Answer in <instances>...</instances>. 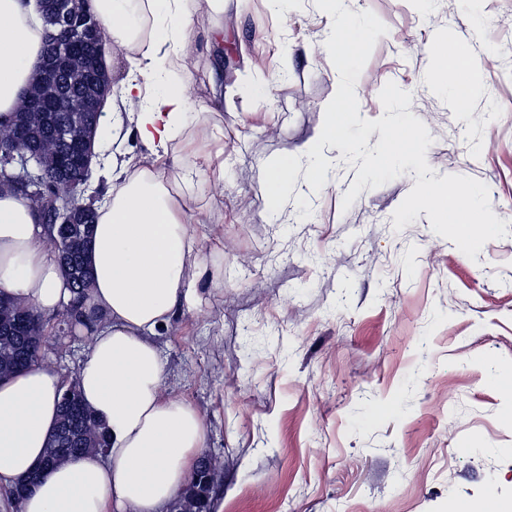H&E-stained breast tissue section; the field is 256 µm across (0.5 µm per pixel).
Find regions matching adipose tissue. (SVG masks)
<instances>
[{"instance_id":"adipose-tissue-1","label":"adipose tissue","mask_w":512,"mask_h":512,"mask_svg":"<svg viewBox=\"0 0 512 512\" xmlns=\"http://www.w3.org/2000/svg\"><path fill=\"white\" fill-rule=\"evenodd\" d=\"M188 0H88L115 44L133 48L149 86L129 77L124 100H138L139 139L149 161L112 180L99 208L89 261L87 308L99 325L78 382L109 433L106 453H84L50 470L22 512H164L183 493L205 442L198 412L163 390L164 363L152 341L180 308L195 306L204 270L187 201L168 187L170 146L184 134L189 82L157 80L186 67L158 57L162 42H180L190 23ZM32 0H0V118L14 112L35 77L51 32L37 25ZM0 292L37 311L63 309L72 295L41 218L28 200L0 193ZM60 375L35 365L0 383V484L25 477L44 456L58 421Z\"/></svg>"}]
</instances>
